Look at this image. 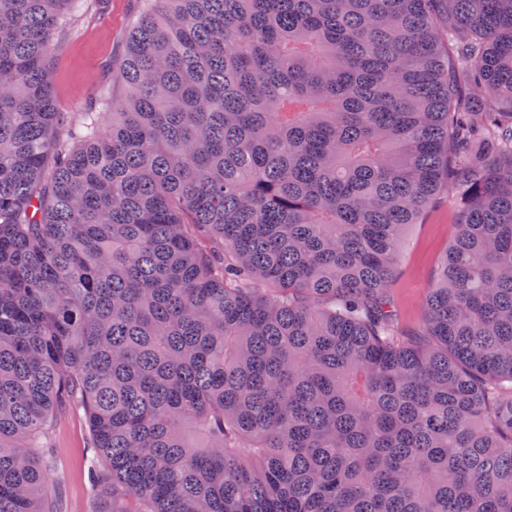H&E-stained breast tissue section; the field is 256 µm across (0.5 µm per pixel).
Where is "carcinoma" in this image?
Masks as SVG:
<instances>
[{"instance_id": "carcinoma-1", "label": "carcinoma", "mask_w": 512, "mask_h": 512, "mask_svg": "<svg viewBox=\"0 0 512 512\" xmlns=\"http://www.w3.org/2000/svg\"><path fill=\"white\" fill-rule=\"evenodd\" d=\"M74 2L0 0V512L75 411L96 512H512V0H143L76 123ZM452 217L448 190L443 188L421 216L419 224H412L405 230L396 272L387 289L398 323L405 329L421 325L425 297L448 247Z\"/></svg>"}]
</instances>
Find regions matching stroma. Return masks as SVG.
Wrapping results in <instances>:
<instances>
[{"label":"stroma","mask_w":512,"mask_h":512,"mask_svg":"<svg viewBox=\"0 0 512 512\" xmlns=\"http://www.w3.org/2000/svg\"><path fill=\"white\" fill-rule=\"evenodd\" d=\"M139 0H88L82 14L59 35L53 51L55 97L62 112H95L103 92L112 87V66L120 58ZM453 210L440 191L418 223L406 228L388 295L400 326H420L423 303L437 277L448 246ZM55 461L53 481L61 482L65 512H95L98 496L88 478L87 421L71 412L57 423L50 440Z\"/></svg>","instance_id":"35a3bbf8"}]
</instances>
